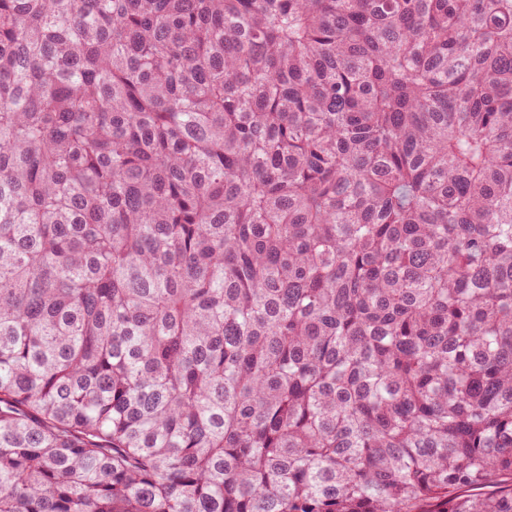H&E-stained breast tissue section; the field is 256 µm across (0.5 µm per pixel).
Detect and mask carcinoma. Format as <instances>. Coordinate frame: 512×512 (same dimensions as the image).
<instances>
[{"instance_id":"carcinoma-1","label":"carcinoma","mask_w":512,"mask_h":512,"mask_svg":"<svg viewBox=\"0 0 512 512\" xmlns=\"http://www.w3.org/2000/svg\"><path fill=\"white\" fill-rule=\"evenodd\" d=\"M0 512H512V0H0Z\"/></svg>"}]
</instances>
